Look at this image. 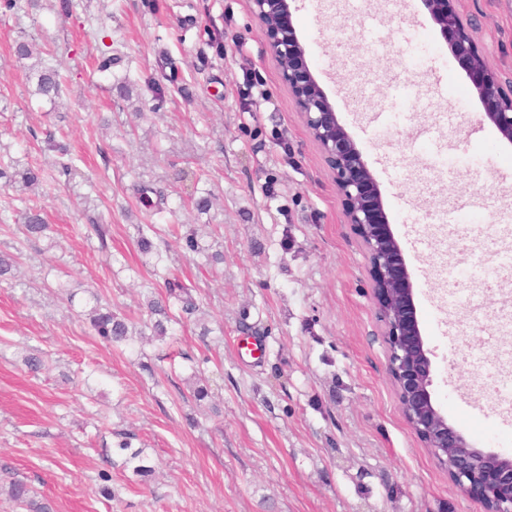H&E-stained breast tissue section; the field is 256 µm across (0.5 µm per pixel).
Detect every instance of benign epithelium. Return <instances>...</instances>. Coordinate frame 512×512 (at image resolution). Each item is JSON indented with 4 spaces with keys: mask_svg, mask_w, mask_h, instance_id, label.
<instances>
[{
    "mask_svg": "<svg viewBox=\"0 0 512 512\" xmlns=\"http://www.w3.org/2000/svg\"><path fill=\"white\" fill-rule=\"evenodd\" d=\"M291 3L250 0V9L299 104L310 137L333 173L345 222L366 252L373 298L388 345V372L400 411L448 478L475 497L480 512H512V458L472 446L434 404L431 360L419 327L411 274L364 152L340 123L310 68L292 22ZM423 5L467 71L486 118L502 139L512 143V85L503 86L497 69L479 50L457 0H423Z\"/></svg>",
    "mask_w": 512,
    "mask_h": 512,
    "instance_id": "benign-epithelium-1",
    "label": "benign epithelium"
}]
</instances>
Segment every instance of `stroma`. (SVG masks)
<instances>
[{
    "label": "stroma",
    "mask_w": 512,
    "mask_h": 512,
    "mask_svg": "<svg viewBox=\"0 0 512 512\" xmlns=\"http://www.w3.org/2000/svg\"><path fill=\"white\" fill-rule=\"evenodd\" d=\"M72 3L0 7V172L40 173L21 198L0 179V253L16 258L0 285V512H23L8 496L16 479L52 512H476L399 409L364 248L248 0ZM458 9L512 81V0ZM292 10L379 184L436 404L488 447L486 433L507 430L480 380L512 346L494 321L512 301V244L493 233L512 221V146L422 0ZM20 40L62 62L57 103L35 95ZM50 134L70 176L45 148ZM144 185L163 191L158 206L142 201ZM209 192L198 212L193 198ZM29 206L48 226L31 240ZM141 224L158 226L156 254L140 253ZM192 228L198 254L183 240ZM215 251L223 262L208 264ZM159 259L192 286L201 320L108 345L89 309L111 306L142 328L163 292ZM256 336L255 361L237 342ZM32 353L40 372L24 362ZM196 368L204 407L189 393ZM123 435L153 477L134 472Z\"/></svg>",
    "instance_id": "stroma-1"
}]
</instances>
